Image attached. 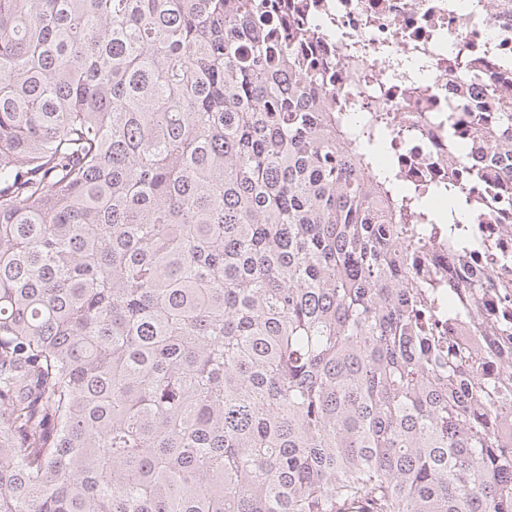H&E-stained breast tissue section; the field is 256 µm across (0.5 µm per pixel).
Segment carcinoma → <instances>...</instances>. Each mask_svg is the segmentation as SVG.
<instances>
[{
  "label": "carcinoma",
  "mask_w": 512,
  "mask_h": 512,
  "mask_svg": "<svg viewBox=\"0 0 512 512\" xmlns=\"http://www.w3.org/2000/svg\"><path fill=\"white\" fill-rule=\"evenodd\" d=\"M286 12L0 0V512H512V256Z\"/></svg>",
  "instance_id": "obj_1"
}]
</instances>
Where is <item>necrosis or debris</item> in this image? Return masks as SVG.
<instances>
[{
    "mask_svg": "<svg viewBox=\"0 0 512 512\" xmlns=\"http://www.w3.org/2000/svg\"><path fill=\"white\" fill-rule=\"evenodd\" d=\"M308 61L352 111L385 112L411 137L400 166L419 186L478 169L472 223L512 254V165L480 130L512 100V0H290Z\"/></svg>",
    "mask_w": 512,
    "mask_h": 512,
    "instance_id": "1",
    "label": "necrosis or debris"
}]
</instances>
